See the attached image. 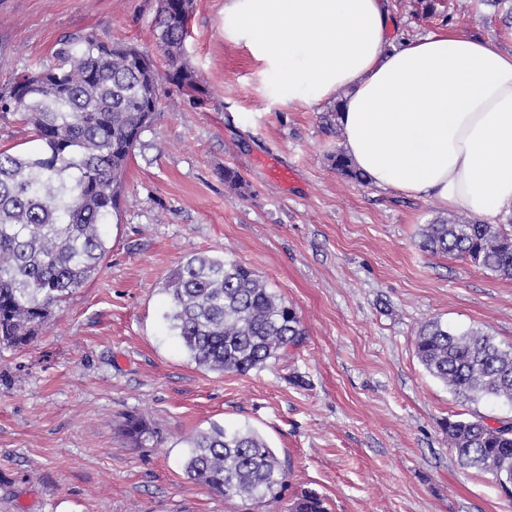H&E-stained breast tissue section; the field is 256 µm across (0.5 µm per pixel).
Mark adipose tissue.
<instances>
[{"mask_svg":"<svg viewBox=\"0 0 512 512\" xmlns=\"http://www.w3.org/2000/svg\"><path fill=\"white\" fill-rule=\"evenodd\" d=\"M389 0H226L224 35L291 106L338 100L373 184L484 217L512 211V51L453 28L393 43Z\"/></svg>","mask_w":512,"mask_h":512,"instance_id":"adipose-tissue-1","label":"adipose tissue"}]
</instances>
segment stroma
<instances>
[{"instance_id": "obj_1", "label": "stroma", "mask_w": 512, "mask_h": 512, "mask_svg": "<svg viewBox=\"0 0 512 512\" xmlns=\"http://www.w3.org/2000/svg\"><path fill=\"white\" fill-rule=\"evenodd\" d=\"M447 19L390 0L394 39L450 26L512 50L501 10L445 0ZM157 0H0V86L53 61L76 31L157 55ZM185 62L203 102L163 84L103 228L96 275L28 346L0 352V512H239L183 469L187 437L219 423L259 432L329 512H512L491 475L460 465L447 420L512 417L431 376L415 336L438 319L512 347V278L418 246L424 224L467 218L339 175L336 101L273 99L260 64L224 35V0H194ZM237 169L244 193L224 184ZM292 169V181L275 171ZM254 268L301 315L302 345L241 375L199 368L162 319L169 273L193 253ZM155 433L139 444L129 416Z\"/></svg>"}]
</instances>
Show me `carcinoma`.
I'll return each mask as SVG.
<instances>
[{"instance_id": "carcinoma-1", "label": "carcinoma", "mask_w": 512, "mask_h": 512, "mask_svg": "<svg viewBox=\"0 0 512 512\" xmlns=\"http://www.w3.org/2000/svg\"><path fill=\"white\" fill-rule=\"evenodd\" d=\"M193 0H158L156 44L167 63L91 34L64 36L50 66L24 71L0 87V114L18 116L39 148L0 149V347L23 348L46 327L53 309L98 272L108 253L101 228L119 211L123 177L143 129L158 111L164 82L203 94L184 62ZM342 176L367 181L349 157L329 156ZM240 193L241 173L220 172ZM419 248L453 255L512 278V232L476 220L425 225ZM164 319L190 358L219 373L247 374L294 348L305 336L297 311L270 291L251 267L224 256H186L164 283ZM416 356L451 391L477 401L512 404V348L479 331L459 332L433 320L416 336ZM126 430L136 441L152 438L141 419ZM460 464L512 486V419L491 425L480 415L446 423ZM187 477L226 500L276 501L288 472L267 442L251 429L228 431L217 423L188 439ZM288 512H328L316 492H302Z\"/></svg>"}]
</instances>
